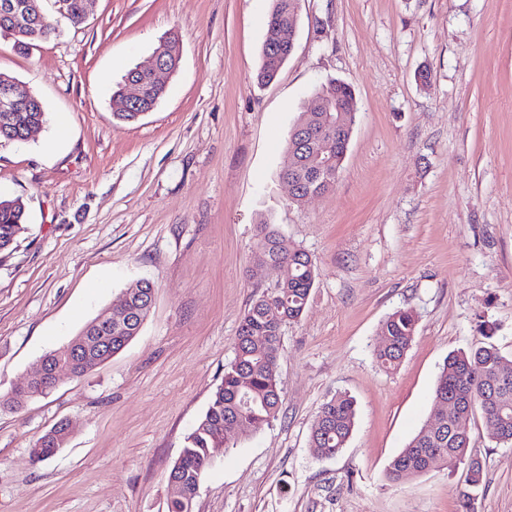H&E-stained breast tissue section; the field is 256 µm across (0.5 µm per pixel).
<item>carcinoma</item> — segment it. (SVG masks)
Instances as JSON below:
<instances>
[{
    "label": "carcinoma",
    "mask_w": 512,
    "mask_h": 512,
    "mask_svg": "<svg viewBox=\"0 0 512 512\" xmlns=\"http://www.w3.org/2000/svg\"><path fill=\"white\" fill-rule=\"evenodd\" d=\"M270 23L287 18L294 0H271ZM56 27L45 9L34 26L15 32L14 46L20 51L28 45L41 42L55 34ZM287 62L284 50L265 44L261 53L258 78L272 81ZM160 99L154 91L140 99L138 105L127 111L115 103L113 116L125 123L138 121L136 113L153 107ZM314 100L331 110L341 109L354 115L357 101L350 85L331 81L315 93ZM321 112H312L309 119L315 124L317 141L303 148L310 152L323 148L336 157V167L342 168L346 153L336 141V130L322 126ZM46 123L44 106L30 108L10 126L9 133L22 137L28 127ZM297 156L296 165L285 169L281 176L300 187L321 191L332 190L336 178L318 179ZM25 204L19 197H0V259L12 251L17 237L25 232ZM259 262L288 265V279L274 288H268L252 302L242 317L235 338V357L224 367V378L216 387L205 414L197 421L184 441L181 454L170 473L174 485L167 498V512H193L195 489L202 482L214 458L228 448L224 437V420L232 418L240 426V437L247 438L264 425L274 421L282 403V387L278 372L281 338L284 327L295 322L304 313L315 283V266L311 256L292 246L271 224H261L254 249ZM155 287L149 280L130 296L134 313L121 324H112V330L87 322L78 335L86 339L93 335H112V348L90 346V351L103 363L120 352L139 335L153 301ZM417 316L411 309L399 308L390 313L381 326L382 343L375 350L377 363L386 370H395L409 350L415 336ZM483 388L496 389V402L488 406L473 398ZM456 400L457 413L448 417L433 414L437 424L433 430L421 429L395 456L386 469L392 482L423 474L436 466L458 469L463 456L470 457L461 435V427L481 414L490 429V436L499 444H512V359L503 356L492 343L453 351L446 357L434 391L433 410L449 400ZM354 401L337 394L323 403L311 427L310 445L320 457H334L345 448L355 426Z\"/></svg>",
    "instance_id": "cac0c4a2"
}]
</instances>
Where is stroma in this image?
Returning <instances> with one entry per match:
<instances>
[{"mask_svg": "<svg viewBox=\"0 0 512 512\" xmlns=\"http://www.w3.org/2000/svg\"><path fill=\"white\" fill-rule=\"evenodd\" d=\"M28 52L0 34V72L42 100L47 122L0 144V195L27 232L0 262V398L41 357L147 278L140 333L81 378L0 409V512H164L167 474L235 356L239 322L275 270L253 259L273 224L315 261L302 318L282 334V406L229 435L194 512H512V446L482 418L464 470L392 484L386 468L432 413L448 353L479 343L512 358V0H299L294 49L257 73L270 0H89ZM180 61L139 121L112 92L166 39ZM350 84L358 114L333 191L295 204L280 173L314 93ZM398 308L418 317L396 370L373 355ZM356 404L333 458L310 430L336 394ZM73 433L48 462L33 442Z\"/></svg>", "mask_w": 512, "mask_h": 512, "instance_id": "1", "label": "stroma"}]
</instances>
